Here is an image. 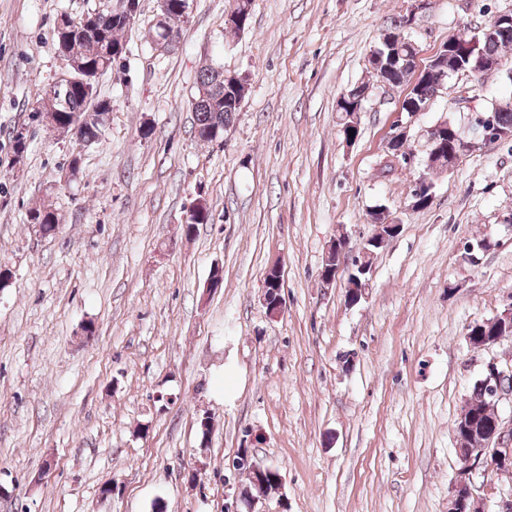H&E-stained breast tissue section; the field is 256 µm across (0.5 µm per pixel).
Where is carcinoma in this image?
<instances>
[{
    "mask_svg": "<svg viewBox=\"0 0 512 512\" xmlns=\"http://www.w3.org/2000/svg\"><path fill=\"white\" fill-rule=\"evenodd\" d=\"M182 0H167L166 17L164 25L155 29L158 37L181 38L179 23L184 18L181 10ZM499 20H494L482 33L480 50L486 59L500 64L501 52L512 48V32L502 33L498 30ZM401 28V25L392 24L384 29L379 36L377 51L383 54L380 66L372 68L374 78H384L389 82L405 83L413 68V61L417 54L414 42L409 37L399 47L388 52L385 39L390 32ZM132 29L129 19L124 13L103 10L101 12L89 11L67 27L53 25V37L58 49L65 50L67 58L78 66L102 73L112 68V50L124 45L123 35ZM457 57L451 55L437 63L425 68L419 84L404 102V110H417L429 103L439 87L443 86L452 72L460 68ZM218 66L208 65L201 69L198 76L197 93L190 102L195 112L196 126L201 130L217 127L219 133L229 126L240 111L236 104L237 89L235 80L216 82ZM366 85L356 84L348 89L352 101L336 103L337 111L353 122L352 116L358 111L355 99L364 95ZM54 97L53 111L56 112V121L60 125H67L75 120H84L83 136L88 144L99 139L102 134L106 115L112 111V104L108 100L98 97L95 82H73L57 87L52 85L44 93V98ZM495 111L498 125L512 132V92L503 96L496 105ZM28 223L43 226L44 234L50 236L56 233L57 217L48 208H32L29 210ZM470 344L480 347L502 336H512V325L502 323L490 318L475 323L469 328ZM497 416L489 404L487 387L483 379L474 383L469 395L461 407L460 413L454 422L457 436L463 441V446L473 447L486 440L494 431ZM247 488L249 492L259 494H275L278 475L269 474L263 480L256 482L248 477Z\"/></svg>",
    "mask_w": 512,
    "mask_h": 512,
    "instance_id": "1",
    "label": "carcinoma"
}]
</instances>
